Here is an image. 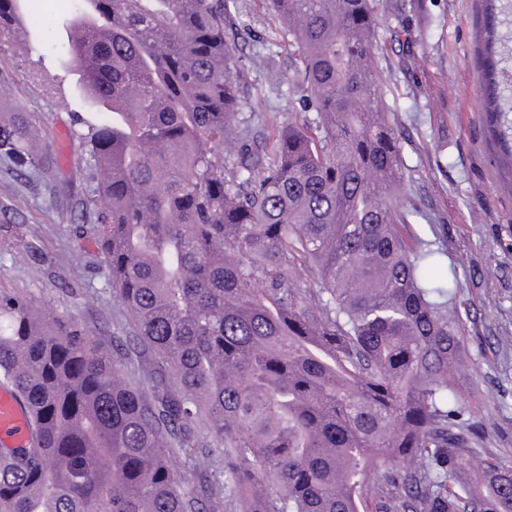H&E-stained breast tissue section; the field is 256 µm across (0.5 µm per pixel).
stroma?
<instances>
[{
  "mask_svg": "<svg viewBox=\"0 0 512 512\" xmlns=\"http://www.w3.org/2000/svg\"><path fill=\"white\" fill-rule=\"evenodd\" d=\"M392 3L377 0L372 61L401 122L402 201L421 210L412 232L444 251L440 273L458 283L463 396L483 417L482 447L512 467V173L486 130L476 0H409L418 60L393 76L402 43ZM72 13V0H34L21 32H0V118L22 120L55 157L47 178L20 175L0 157V291L20 292L108 340L128 328L96 243L103 203L86 167L90 109L77 74L58 64ZM240 23L253 36L241 51L249 101L273 133L288 122L278 109L288 87L270 84L267 71L287 68L288 37L262 0H242Z\"/></svg>",
  "mask_w": 512,
  "mask_h": 512,
  "instance_id": "stroma-1",
  "label": "stroma"
}]
</instances>
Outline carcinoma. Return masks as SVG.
Returning a JSON list of instances; mask_svg holds the SVG:
<instances>
[{
    "instance_id": "1",
    "label": "carcinoma",
    "mask_w": 512,
    "mask_h": 512,
    "mask_svg": "<svg viewBox=\"0 0 512 512\" xmlns=\"http://www.w3.org/2000/svg\"><path fill=\"white\" fill-rule=\"evenodd\" d=\"M264 2L292 48L288 124L270 138L246 111L241 0H81L92 23L69 19L97 244L129 336L105 343L0 291V385L36 429L0 448V512H512V468L476 447L461 400L457 284L398 204L401 137L368 64L375 0ZM511 7L481 0L478 50L510 161ZM17 21L22 0H0V31ZM0 156L54 168L16 119Z\"/></svg>"
}]
</instances>
